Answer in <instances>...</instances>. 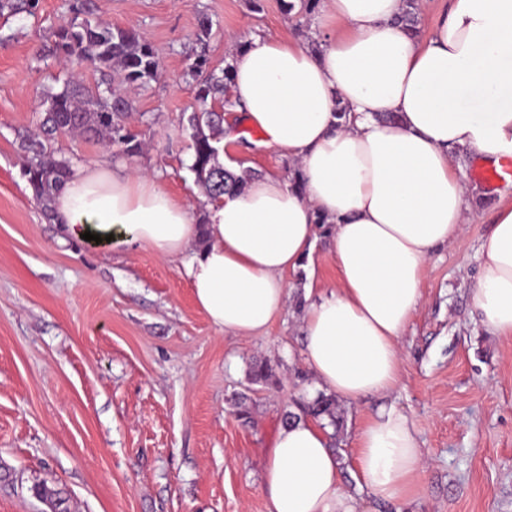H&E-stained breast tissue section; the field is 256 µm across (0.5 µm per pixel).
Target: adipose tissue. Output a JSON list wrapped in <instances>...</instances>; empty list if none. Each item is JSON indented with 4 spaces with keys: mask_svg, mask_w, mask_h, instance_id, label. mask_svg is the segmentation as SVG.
<instances>
[{
    "mask_svg": "<svg viewBox=\"0 0 512 512\" xmlns=\"http://www.w3.org/2000/svg\"><path fill=\"white\" fill-rule=\"evenodd\" d=\"M405 0H323L320 51L255 37L237 51L235 107L260 147L296 162L303 183L268 173L193 209L152 177L75 168L53 209L68 238L142 243L188 255L196 304L235 336L266 333L290 296L287 274L310 256L327 219L336 285L305 287L303 355L320 389L350 407L401 382L404 330L422 302L428 258L457 240L471 189L458 150L494 163L512 154V0H448L422 37L398 18ZM347 120H339L337 106ZM473 304L492 334L512 338V200L483 237ZM427 465L414 419L379 406L354 436L358 493L400 507ZM266 512H361L321 421L280 426L264 464Z\"/></svg>",
    "mask_w": 512,
    "mask_h": 512,
    "instance_id": "1",
    "label": "adipose tissue"
}]
</instances>
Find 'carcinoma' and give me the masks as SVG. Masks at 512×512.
<instances>
[{
    "label": "carcinoma",
    "mask_w": 512,
    "mask_h": 512,
    "mask_svg": "<svg viewBox=\"0 0 512 512\" xmlns=\"http://www.w3.org/2000/svg\"><path fill=\"white\" fill-rule=\"evenodd\" d=\"M39 6L40 0H0V18L21 13L34 15ZM68 9L72 17L57 26L53 32L54 40L41 49L39 57L42 60L62 57L92 64L100 74L98 85L105 86L108 96L94 94L80 81L70 79L60 91L45 94L39 132L18 134L26 159L23 176L33 198L42 204L49 217L53 216V198L72 171L71 160L57 156L52 149L55 136L78 132L88 139L116 145L130 158L140 155L142 142L126 123L133 110L132 102L112 90V73L118 68L126 82L144 86L157 79L160 67L155 48L136 30L92 19L97 10L95 0H70ZM417 10L416 0H406V8L398 22L416 30ZM212 27L209 18L200 21L196 40L202 50L196 53L188 67L196 82L195 105L191 111L183 113L182 120L191 130L192 155L188 169L206 196L216 201L240 191L256 172L248 169L237 174L217 161L219 143L224 136V114L207 108V105L210 101L224 103V96L233 81L234 60L225 62L219 71L210 67L204 47ZM249 376L255 383L273 382L272 369L265 362L251 364ZM299 410L306 416L327 419L334 434H339L342 423L336 417L335 395L320 393L299 403ZM36 494L49 502L53 512H68L67 500L60 493L38 486Z\"/></svg>",
    "instance_id": "obj_1"
}]
</instances>
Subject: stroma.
Returning <instances> with one entry per match:
<instances>
[{
  "mask_svg": "<svg viewBox=\"0 0 512 512\" xmlns=\"http://www.w3.org/2000/svg\"><path fill=\"white\" fill-rule=\"evenodd\" d=\"M98 18L135 29L157 49L162 70L148 88L114 85L134 100L133 130L146 144L128 158L80 136L58 138L73 166L141 172L203 213L208 200L188 166L181 114L194 101L187 70L201 17L206 49L223 68L252 36L316 49L312 17L282 0H96ZM67 0H41L37 16L0 18V512H50L33 486L63 492L73 512H265L263 461L285 411L316 396L302 354L300 309L307 280L336 282L328 237L289 274L293 299L261 337L223 333L195 304L182 258L148 245L106 251L64 238L21 175L17 132L35 129L43 94L88 65L42 61L38 51ZM224 123L241 148L218 161L259 174L287 173L234 107ZM478 159L460 162L474 188L463 235L426 265L423 301L403 340L402 380L391 399L416 421L428 465L402 512H512V339L488 332L474 308L479 246L497 191L475 182ZM278 383L252 382L253 361ZM248 417H241V410Z\"/></svg>",
  "mask_w": 512,
  "mask_h": 512,
  "instance_id": "1",
  "label": "stroma"
}]
</instances>
